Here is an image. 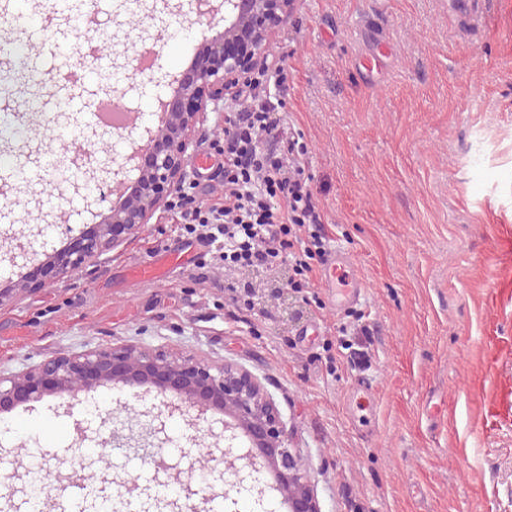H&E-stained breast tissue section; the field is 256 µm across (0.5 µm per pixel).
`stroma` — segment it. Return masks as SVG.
<instances>
[{"mask_svg": "<svg viewBox=\"0 0 512 512\" xmlns=\"http://www.w3.org/2000/svg\"><path fill=\"white\" fill-rule=\"evenodd\" d=\"M116 5L96 0L92 29L66 10L45 25L50 0H0V155L26 169L70 140L63 114L91 112L98 78L63 85L60 57L118 22L138 47L147 17L117 21ZM201 36L171 18L157 42L167 69L186 68ZM269 59L284 63L283 111L360 302L339 310L325 288L288 289L266 316L231 319L223 263H202L204 244L166 217L0 306V372L111 344L228 361L273 397L321 512H512V0H301ZM170 253L187 265L130 277ZM310 321L318 336L299 342ZM360 321L369 360L352 366ZM120 402L138 417L128 387L98 388L88 410L53 399L6 414L0 459L20 486L46 452L47 493L38 510L25 494L0 497V512H62L122 478L151 484L152 469L97 454ZM81 444L84 480L59 484Z\"/></svg>", "mask_w": 512, "mask_h": 512, "instance_id": "35a3bbf8", "label": "stroma"}]
</instances>
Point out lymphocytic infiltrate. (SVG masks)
<instances>
[{
  "mask_svg": "<svg viewBox=\"0 0 512 512\" xmlns=\"http://www.w3.org/2000/svg\"><path fill=\"white\" fill-rule=\"evenodd\" d=\"M281 75L262 69L248 90L232 97L223 135L212 144L224 158L217 171L223 195L202 197L192 181L172 210L231 268L272 272L289 263L294 275L287 286L299 291L310 287L311 261L325 255L329 237L303 178L307 147L287 127L283 103L269 91L281 84Z\"/></svg>",
  "mask_w": 512,
  "mask_h": 512,
  "instance_id": "obj_1",
  "label": "lymphocytic infiltrate"
}]
</instances>
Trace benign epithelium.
Segmentation results:
<instances>
[{"label":"benign epithelium","instance_id":"benign-epithelium-1","mask_svg":"<svg viewBox=\"0 0 512 512\" xmlns=\"http://www.w3.org/2000/svg\"><path fill=\"white\" fill-rule=\"evenodd\" d=\"M212 2L160 0L162 7L152 5L151 24L140 29L138 38L144 45L156 43L158 35L151 28L167 27L174 15L190 26L207 20L211 32L183 71L167 70L160 52L153 49L150 63L132 74L143 86L167 90L157 97L153 122L126 121L105 129L83 122L79 112L64 114L66 123L80 132L79 141L51 164L55 179L66 183L67 195L40 210V219L59 223L62 203L76 199L94 219L95 231L75 236L67 227V242L58 248L44 239L42 227L31 228L0 252L1 265L22 269L37 261L49 277L64 281L138 235L156 214L170 210L193 176L196 128L211 113L215 126L224 125V92L245 84L266 65L273 34L298 5V0H224L221 17ZM108 39L114 47L113 67L129 69L133 62L127 34L118 27ZM106 136L122 143L124 150L99 153L94 144ZM110 197L112 205L106 209L104 202ZM108 386L144 387L143 401L153 391L164 396L141 412L147 417L148 445L130 448L127 437L115 430L111 438L114 446L125 448V454L139 458L157 474L169 469L162 448L168 418L193 408L196 415L188 426L196 430L210 411L228 417L224 447L206 449L212 465L203 481L195 478L194 463H189L180 480L186 496L199 494L207 503L222 485L226 500L232 493L244 495L262 507L270 492L287 512H319L273 398L255 376L232 363L215 367L194 357L128 345L53 354L23 372L0 373V414L57 397L67 399L72 409L82 403L79 394Z\"/></svg>","mask_w":512,"mask_h":512}]
</instances>
